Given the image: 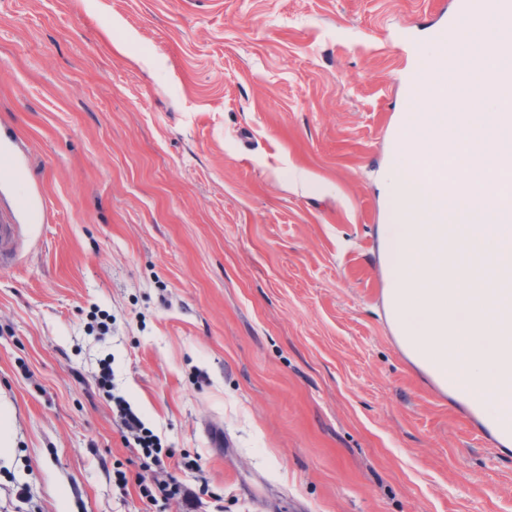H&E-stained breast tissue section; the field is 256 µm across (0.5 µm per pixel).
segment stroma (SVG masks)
<instances>
[{
	"instance_id": "1",
	"label": "stroma",
	"mask_w": 512,
	"mask_h": 512,
	"mask_svg": "<svg viewBox=\"0 0 512 512\" xmlns=\"http://www.w3.org/2000/svg\"><path fill=\"white\" fill-rule=\"evenodd\" d=\"M454 12L0 0V214L20 227L0 512H512V449L405 355L384 302L405 76L466 49L458 28L432 40ZM164 471L190 496L141 500ZM124 423L129 432L134 436V441L139 448L140 459L147 467L154 465L162 467L164 463L161 458L162 446L160 439L152 430L146 428L141 419L133 412H129L127 408L122 409Z\"/></svg>"
}]
</instances>
